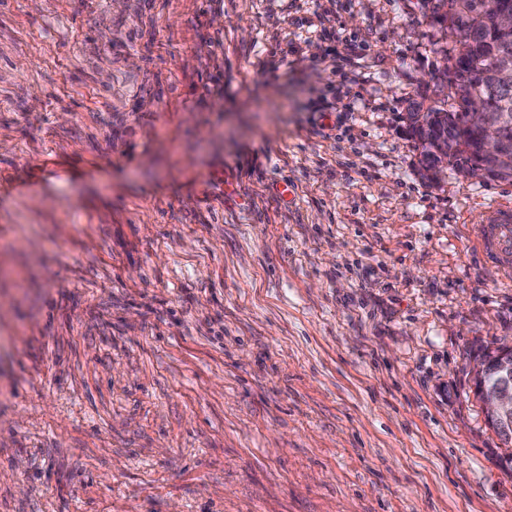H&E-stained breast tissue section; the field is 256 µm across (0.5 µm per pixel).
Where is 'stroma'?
<instances>
[{"label":"stroma","mask_w":512,"mask_h":512,"mask_svg":"<svg viewBox=\"0 0 512 512\" xmlns=\"http://www.w3.org/2000/svg\"><path fill=\"white\" fill-rule=\"evenodd\" d=\"M430 0H0V512H512V344L407 129ZM505 346L506 343H499L495 348L489 345L480 346L479 351H494L486 354L482 361H489L499 355L495 367L499 382L495 386H487L485 383L474 385L475 395L481 402L487 423L494 433H509L512 430V351H505L509 349Z\"/></svg>","instance_id":"1"}]
</instances>
